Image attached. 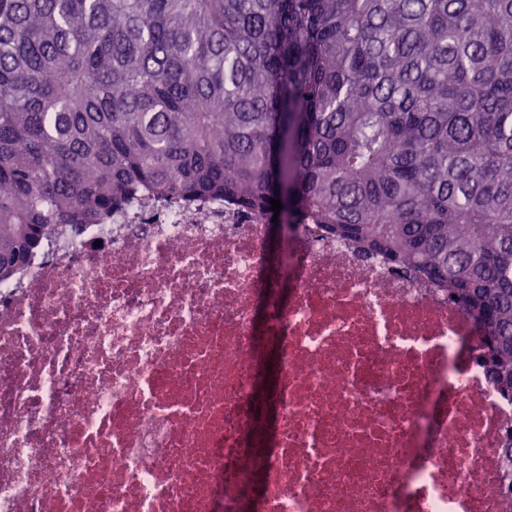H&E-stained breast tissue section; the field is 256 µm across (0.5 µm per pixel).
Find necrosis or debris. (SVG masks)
Listing matches in <instances>:
<instances>
[{
	"mask_svg": "<svg viewBox=\"0 0 512 512\" xmlns=\"http://www.w3.org/2000/svg\"><path fill=\"white\" fill-rule=\"evenodd\" d=\"M144 193L0 279V512H512V395L447 289Z\"/></svg>",
	"mask_w": 512,
	"mask_h": 512,
	"instance_id": "1",
	"label": "necrosis or debris"
}]
</instances>
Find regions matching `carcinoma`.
Here are the masks:
<instances>
[{"mask_svg": "<svg viewBox=\"0 0 512 512\" xmlns=\"http://www.w3.org/2000/svg\"><path fill=\"white\" fill-rule=\"evenodd\" d=\"M139 190L428 276L512 392V0H0V274Z\"/></svg>", "mask_w": 512, "mask_h": 512, "instance_id": "obj_1", "label": "carcinoma"}]
</instances>
